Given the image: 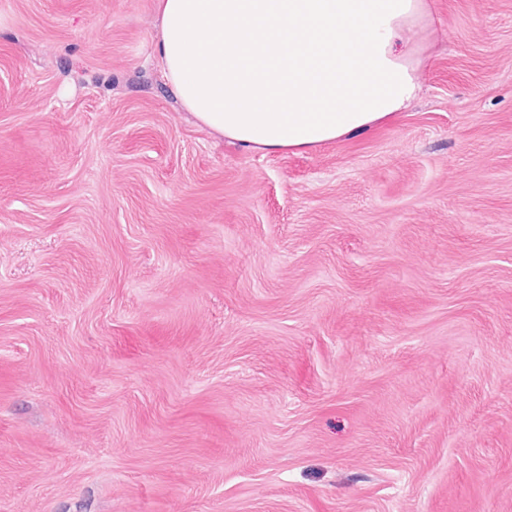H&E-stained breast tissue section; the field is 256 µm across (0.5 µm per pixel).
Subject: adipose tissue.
Segmentation results:
<instances>
[{
	"label": "adipose tissue",
	"instance_id": "adipose-tissue-1",
	"mask_svg": "<svg viewBox=\"0 0 512 512\" xmlns=\"http://www.w3.org/2000/svg\"><path fill=\"white\" fill-rule=\"evenodd\" d=\"M154 57L203 126L282 153L369 132L419 91L425 0H157Z\"/></svg>",
	"mask_w": 512,
	"mask_h": 512
}]
</instances>
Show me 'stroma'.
Here are the masks:
<instances>
[{"instance_id": "obj_1", "label": "stroma", "mask_w": 512, "mask_h": 512, "mask_svg": "<svg viewBox=\"0 0 512 512\" xmlns=\"http://www.w3.org/2000/svg\"><path fill=\"white\" fill-rule=\"evenodd\" d=\"M419 98L246 149L156 0H0V512H512V0Z\"/></svg>"}]
</instances>
